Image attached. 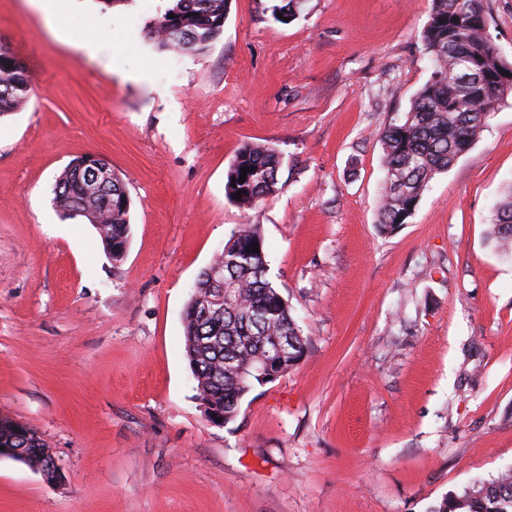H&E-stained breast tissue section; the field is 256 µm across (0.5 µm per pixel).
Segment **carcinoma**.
I'll return each instance as SVG.
<instances>
[{
    "label": "carcinoma",
    "mask_w": 512,
    "mask_h": 512,
    "mask_svg": "<svg viewBox=\"0 0 512 512\" xmlns=\"http://www.w3.org/2000/svg\"><path fill=\"white\" fill-rule=\"evenodd\" d=\"M227 0H168L164 13L148 27L161 49L203 51L224 29ZM432 63L430 79L417 91L410 108L380 133L385 171L379 232L390 234L413 215L423 192L439 173L447 171L462 148H471L489 126L490 117L512 94V61L500 52L488 27L486 0H432L421 34ZM30 92L25 66L0 48V117L18 111ZM90 157L73 161L54 187V203L69 219L95 226L106 253L123 259L131 235V200L122 178L113 175L104 194L89 190L86 171ZM246 180L239 181L243 168ZM281 153L265 145L238 149L227 171L225 194L249 209L282 189ZM491 242L501 257L512 260V193L494 213ZM258 251H253V246ZM224 267V284L234 301L224 310L210 308L215 286L200 271L195 290L183 311L185 355L197 382L196 398L208 405L210 422L222 426L238 417L242 399L255 386L272 381L257 369L268 367L282 376L298 365L307 338L292 316L290 305L268 277L264 240L259 225L234 231L213 259ZM288 337V355L274 347ZM22 448L25 464L47 466L46 444L37 431L0 415V448ZM430 512H512V467L496 478L477 481L462 494L444 498Z\"/></svg>",
    "instance_id": "carcinoma-1"
}]
</instances>
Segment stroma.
I'll return each instance as SVG.
<instances>
[{
	"label": "stroma",
	"mask_w": 512,
	"mask_h": 512,
	"mask_svg": "<svg viewBox=\"0 0 512 512\" xmlns=\"http://www.w3.org/2000/svg\"><path fill=\"white\" fill-rule=\"evenodd\" d=\"M228 0L201 52L158 49L166 0H0L31 91L0 118V415L36 430L54 484L0 457V512H430L512 464V261L487 242L512 184V96L377 230L379 132L432 68L431 0ZM112 45L94 55L88 34ZM279 150L283 189L225 195L244 144ZM85 154L131 198L125 256L63 218ZM244 224L308 339L301 362L210 424L184 355L199 272Z\"/></svg>",
	"instance_id": "obj_1"
}]
</instances>
